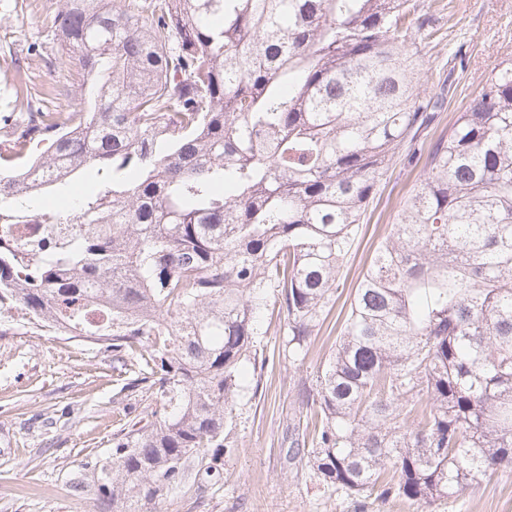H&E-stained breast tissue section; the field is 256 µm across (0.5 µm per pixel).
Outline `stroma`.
<instances>
[{
	"label": "stroma",
	"instance_id": "1",
	"mask_svg": "<svg viewBox=\"0 0 512 512\" xmlns=\"http://www.w3.org/2000/svg\"><path fill=\"white\" fill-rule=\"evenodd\" d=\"M56 3L0 0V116L14 108L10 78L19 64L37 86L57 92L58 105L75 101L73 66L27 58L29 46L50 41L45 15ZM433 27L420 63L428 93L443 94L444 106L423 133L429 145L447 135L483 75L512 58V0H434ZM424 167L402 149L391 159L345 262L330 319L304 360L282 356L284 314L269 298L256 338L268 362L241 372L252 392L236 400L219 477L169 494L158 512H360L357 498L324 491L289 460L290 429L306 418L299 389L314 384L352 290ZM115 363L110 349L78 337L47 336L31 323L0 325V512H112L111 500L98 493L101 468L112 459L116 430L145 415ZM429 512H512V469L433 503Z\"/></svg>",
	"mask_w": 512,
	"mask_h": 512
}]
</instances>
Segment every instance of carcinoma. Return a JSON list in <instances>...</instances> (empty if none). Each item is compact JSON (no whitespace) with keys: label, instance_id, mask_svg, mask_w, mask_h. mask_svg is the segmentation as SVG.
<instances>
[{"label":"carcinoma","instance_id":"obj_1","mask_svg":"<svg viewBox=\"0 0 512 512\" xmlns=\"http://www.w3.org/2000/svg\"><path fill=\"white\" fill-rule=\"evenodd\" d=\"M426 0H58L86 108L52 112L22 68L0 146V225L74 224L0 251V302L117 356L147 419L112 439L117 512L210 473L267 298L305 359L366 204L416 144ZM33 162L18 164L34 143ZM92 172L68 213L51 195ZM292 442L333 492L421 512L512 468V59L428 151L363 273Z\"/></svg>","mask_w":512,"mask_h":512}]
</instances>
